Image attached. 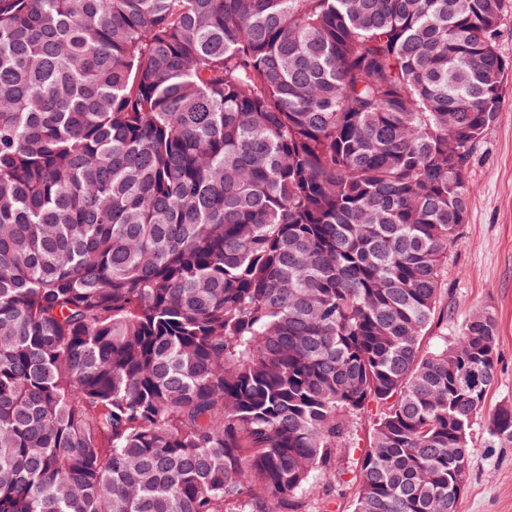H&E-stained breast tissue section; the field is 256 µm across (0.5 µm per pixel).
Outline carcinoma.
I'll use <instances>...</instances> for the list:
<instances>
[{"instance_id":"obj_1","label":"carcinoma","mask_w":512,"mask_h":512,"mask_svg":"<svg viewBox=\"0 0 512 512\" xmlns=\"http://www.w3.org/2000/svg\"><path fill=\"white\" fill-rule=\"evenodd\" d=\"M503 2L0 0V512H305L372 403L353 512H457Z\"/></svg>"}]
</instances>
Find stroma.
<instances>
[{"label": "stroma", "instance_id": "35a3bbf8", "mask_svg": "<svg viewBox=\"0 0 512 512\" xmlns=\"http://www.w3.org/2000/svg\"><path fill=\"white\" fill-rule=\"evenodd\" d=\"M468 217L448 250L442 273L446 321L433 325L426 347L455 338L473 312L485 310L498 323L497 376L472 432L475 451L458 512H512V446L485 445V424L512 408V72L505 79L498 120L476 145L467 171Z\"/></svg>", "mask_w": 512, "mask_h": 512}]
</instances>
